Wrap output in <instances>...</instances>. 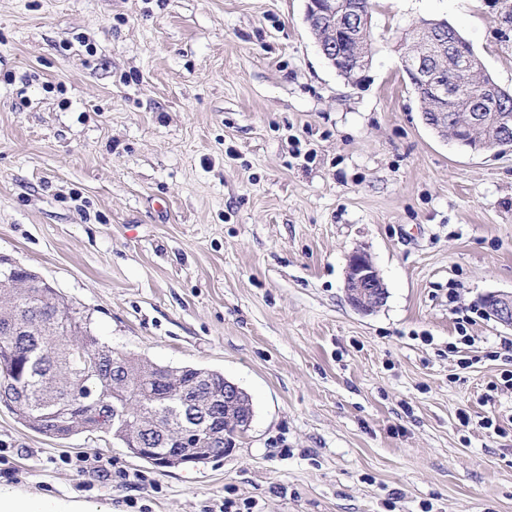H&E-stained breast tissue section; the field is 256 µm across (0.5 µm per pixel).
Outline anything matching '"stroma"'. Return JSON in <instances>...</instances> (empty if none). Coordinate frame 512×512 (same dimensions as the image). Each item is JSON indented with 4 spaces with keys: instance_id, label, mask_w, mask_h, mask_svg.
<instances>
[{
    "instance_id": "35a3bbf8",
    "label": "stroma",
    "mask_w": 512,
    "mask_h": 512,
    "mask_svg": "<svg viewBox=\"0 0 512 512\" xmlns=\"http://www.w3.org/2000/svg\"><path fill=\"white\" fill-rule=\"evenodd\" d=\"M305 5L0 0V259L112 348L224 373L254 408L224 457L176 468L0 408V487L99 512H512V391L487 357L512 328L477 319L470 368L448 351L449 287L480 311L512 291V151L434 135L397 42L448 20L512 89V0H375L358 88ZM356 250L387 289L369 315L346 300Z\"/></svg>"
}]
</instances>
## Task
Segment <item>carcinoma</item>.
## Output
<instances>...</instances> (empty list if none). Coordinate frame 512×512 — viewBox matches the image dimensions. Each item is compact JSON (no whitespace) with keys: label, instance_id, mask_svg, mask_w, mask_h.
<instances>
[{"label":"carcinoma","instance_id":"carcinoma-1","mask_svg":"<svg viewBox=\"0 0 512 512\" xmlns=\"http://www.w3.org/2000/svg\"><path fill=\"white\" fill-rule=\"evenodd\" d=\"M448 80L459 87L456 124L468 118L467 109L481 87L452 72ZM74 336L97 355L94 372L84 371L74 359ZM121 382L130 387V409L147 414L149 431L138 442V447L152 449L143 455L146 462L164 456L168 466L178 467L226 452L220 442H206L198 455L185 459L164 441L177 402L224 395V375L213 372L202 379L195 367L168 369L112 349L94 334L83 311L54 288H0V406L24 424L36 422L37 432L46 436L98 430L123 443L126 437L112 428V388ZM252 417L251 398L243 391L233 420L222 425L232 432Z\"/></svg>","mask_w":512,"mask_h":512}]
</instances>
